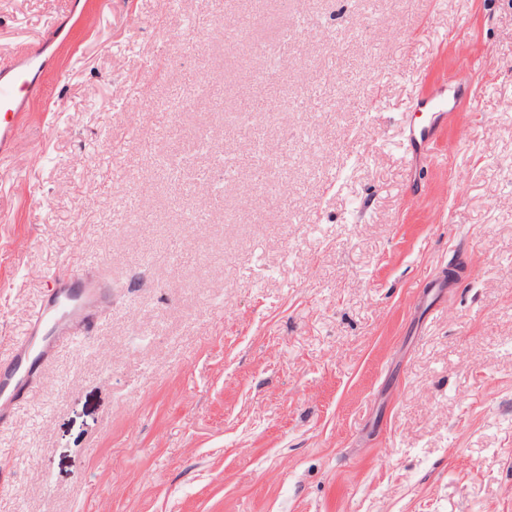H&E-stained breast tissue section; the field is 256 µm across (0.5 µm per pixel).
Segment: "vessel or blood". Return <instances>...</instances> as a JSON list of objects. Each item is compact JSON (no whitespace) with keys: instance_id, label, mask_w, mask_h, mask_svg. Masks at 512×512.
<instances>
[{"instance_id":"1","label":"vessel or blood","mask_w":512,"mask_h":512,"mask_svg":"<svg viewBox=\"0 0 512 512\" xmlns=\"http://www.w3.org/2000/svg\"><path fill=\"white\" fill-rule=\"evenodd\" d=\"M56 22H49L42 35L0 63V158L14 148L21 115L42 110L55 111L42 81L32 76L30 64L43 47L54 39ZM416 109L423 121L408 125L402 143L405 153L423 161L433 157V138L438 129L459 120L449 111L448 101L433 93L421 98ZM91 266L79 267L72 279H55L51 293L36 313L28 332L13 343V354L0 366V400L13 403L28 396L36 380L37 365L45 360L48 347L75 343L81 330L94 326L92 309L101 300L105 287L92 276Z\"/></svg>"}]
</instances>
